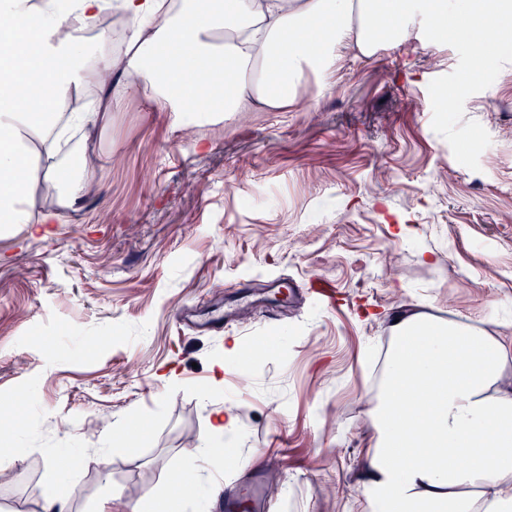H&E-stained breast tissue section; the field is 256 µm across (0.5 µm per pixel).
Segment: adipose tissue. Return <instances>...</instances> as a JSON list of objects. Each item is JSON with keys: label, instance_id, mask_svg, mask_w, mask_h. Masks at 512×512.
Wrapping results in <instances>:
<instances>
[{"label": "adipose tissue", "instance_id": "ef3b65f1", "mask_svg": "<svg viewBox=\"0 0 512 512\" xmlns=\"http://www.w3.org/2000/svg\"><path fill=\"white\" fill-rule=\"evenodd\" d=\"M130 24L113 50L107 0H0V224H24L40 182L74 206L88 181L55 162L62 119L87 125L149 95L185 129L216 113L306 108V73L346 49L512 34V0H116ZM369 401L374 434L357 484L372 512H512V336L401 314Z\"/></svg>", "mask_w": 512, "mask_h": 512}]
</instances>
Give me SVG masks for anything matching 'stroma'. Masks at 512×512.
Wrapping results in <instances>:
<instances>
[{
  "label": "stroma",
  "mask_w": 512,
  "mask_h": 512,
  "mask_svg": "<svg viewBox=\"0 0 512 512\" xmlns=\"http://www.w3.org/2000/svg\"><path fill=\"white\" fill-rule=\"evenodd\" d=\"M467 50L411 41L303 84L307 112H245L185 132L126 103L74 133L94 189L52 224L0 233V512H70L174 493L198 512L209 481L270 471L277 512H361L355 463L395 315L491 317L512 336V62L464 85ZM335 286L264 319L268 277ZM230 305L223 333L178 323ZM239 340L245 352L211 365ZM234 407L237 465L200 450ZM68 501V488L58 481H51L45 490V511L65 512L67 510Z\"/></svg>",
  "instance_id": "stroma-1"
}]
</instances>
